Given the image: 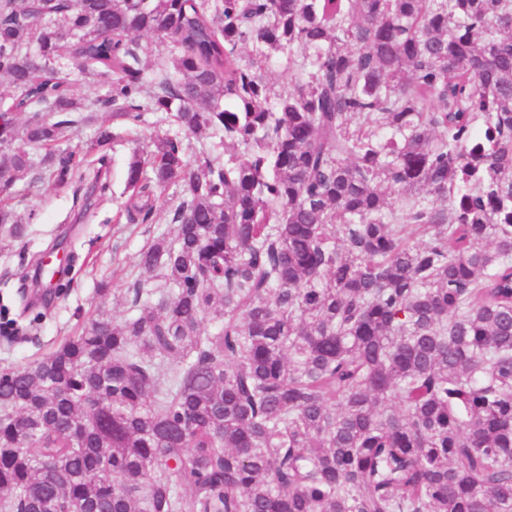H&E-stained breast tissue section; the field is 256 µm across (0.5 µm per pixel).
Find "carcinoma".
<instances>
[{"instance_id": "carcinoma-1", "label": "carcinoma", "mask_w": 512, "mask_h": 512, "mask_svg": "<svg viewBox=\"0 0 512 512\" xmlns=\"http://www.w3.org/2000/svg\"><path fill=\"white\" fill-rule=\"evenodd\" d=\"M0 75L12 237L31 171L110 191L102 106L179 128L127 220L180 186L131 315L0 371V512H512V0H0Z\"/></svg>"}]
</instances>
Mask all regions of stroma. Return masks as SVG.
Here are the masks:
<instances>
[{
  "mask_svg": "<svg viewBox=\"0 0 512 512\" xmlns=\"http://www.w3.org/2000/svg\"><path fill=\"white\" fill-rule=\"evenodd\" d=\"M97 124L77 130L66 148L82 150L95 138L98 124L112 123V113L101 109ZM117 139L111 151V191L106 198L90 197L87 209L74 206L69 188L36 182L25 175L16 188L14 209L26 227L22 238L0 237V307L18 316L23 307L42 313L40 324L21 329L11 338L0 336V368H19L50 352L66 336L73 335L84 317L104 308L115 318L128 314L124 294L140 276L139 254L146 242L161 233L173 232L169 211L179 194L170 186L156 192L154 220L149 224L116 223L115 217L128 200L126 170L136 150L150 137L175 133L161 113L149 112L136 127L113 125ZM65 265L62 294L35 281L42 258ZM107 295H99L100 286Z\"/></svg>",
  "mask_w": 512,
  "mask_h": 512,
  "instance_id": "stroma-1",
  "label": "stroma"
}]
</instances>
